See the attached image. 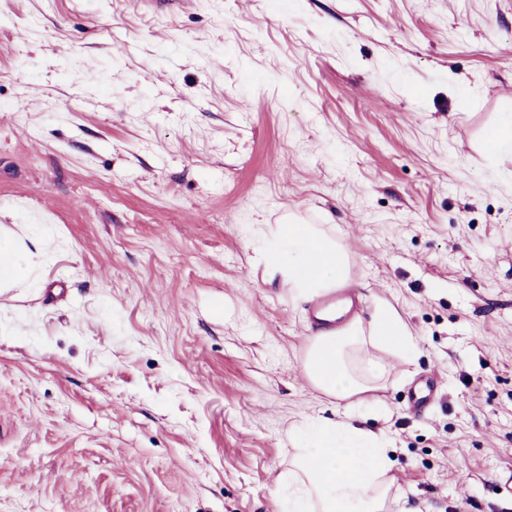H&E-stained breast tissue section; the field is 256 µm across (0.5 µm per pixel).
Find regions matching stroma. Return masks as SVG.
Masks as SVG:
<instances>
[{
	"mask_svg": "<svg viewBox=\"0 0 512 512\" xmlns=\"http://www.w3.org/2000/svg\"><path fill=\"white\" fill-rule=\"evenodd\" d=\"M509 113L512 0H0V227L41 254L0 286V512H275L289 425L337 411L253 262L284 222L418 339L364 422L401 512H500Z\"/></svg>",
	"mask_w": 512,
	"mask_h": 512,
	"instance_id": "obj_1",
	"label": "stroma"
}]
</instances>
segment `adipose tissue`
<instances>
[{
  "label": "adipose tissue",
  "instance_id": "1",
  "mask_svg": "<svg viewBox=\"0 0 512 512\" xmlns=\"http://www.w3.org/2000/svg\"><path fill=\"white\" fill-rule=\"evenodd\" d=\"M256 251L272 272L300 298L337 287L350 278L345 247L313 224H260ZM412 358L418 342L401 316L377 304L370 321L354 317L336 330L309 337L302 370L324 395L345 405L342 418L318 415L293 422L295 447L275 492L278 512H391L396 501L395 462L385 438L360 427L374 411L386 366L369 350Z\"/></svg>",
  "mask_w": 512,
  "mask_h": 512
}]
</instances>
